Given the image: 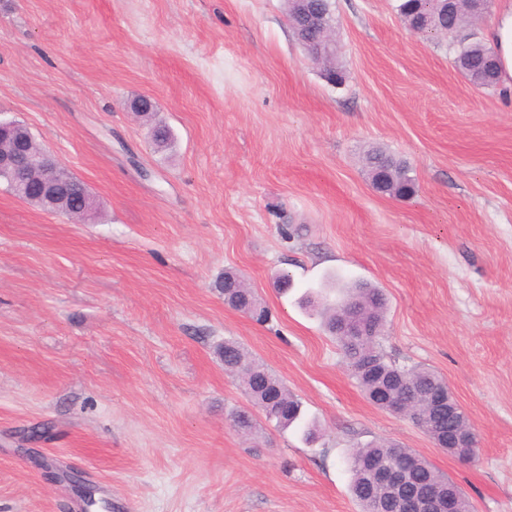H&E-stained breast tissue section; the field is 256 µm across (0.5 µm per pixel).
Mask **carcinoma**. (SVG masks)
<instances>
[{
	"label": "carcinoma",
	"mask_w": 512,
	"mask_h": 512,
	"mask_svg": "<svg viewBox=\"0 0 512 512\" xmlns=\"http://www.w3.org/2000/svg\"><path fill=\"white\" fill-rule=\"evenodd\" d=\"M397 11L402 21L411 23L414 16H424L432 11V0H400ZM472 23L468 4L461 0L456 4L452 20L441 22L435 20L424 30L426 34H439L457 44L454 52V63L460 72L475 86L481 88H496L502 78L503 66H491L490 59L499 57L498 52L475 41L458 38L459 30ZM364 167L370 180L387 173V195L405 198L413 194L415 178L404 161L381 150L370 149L363 155ZM222 291L224 303L232 308L246 304V297H254L255 293L244 283H237L229 278L224 279ZM356 308L370 324L371 335L364 337L363 342L370 349V357L375 365L363 369V352L346 342V337L337 335L341 329V316L347 310ZM385 301L380 289L366 283H356L348 287L345 300L335 305H325L319 312L326 331L337 338L345 349L349 364L358 386L366 398L381 410L391 400L389 381L397 375H405L406 384L401 388V394L412 399L411 421L427 436L438 439L448 433V424H461L458 419L448 420V412L433 417L429 404V393L440 378L426 367L405 368L392 361L381 348L380 338L384 328ZM224 371L231 373L249 401L258 407L265 419L281 428L292 425L302 427L306 441L312 442L318 436L315 424L304 419L302 402L292 394L286 386L264 365L256 362L248 352L233 340L224 341ZM232 426L242 435L250 437L256 429L252 415L246 411L230 413ZM398 460L407 470L409 482L406 494L430 493L448 489L460 496L467 509L473 512V505L461 488L439 472L431 463L411 448L382 441L366 448L352 450L349 462L351 472L350 492L358 503L360 512H374L385 499L386 493L374 487L365 468L368 462H383Z\"/></svg>",
	"instance_id": "obj_1"
}]
</instances>
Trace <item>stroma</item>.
I'll return each mask as SVG.
<instances>
[{
  "instance_id": "obj_1",
  "label": "stroma",
  "mask_w": 512,
  "mask_h": 512,
  "mask_svg": "<svg viewBox=\"0 0 512 512\" xmlns=\"http://www.w3.org/2000/svg\"><path fill=\"white\" fill-rule=\"evenodd\" d=\"M396 5L335 0V86L285 0H0V113L99 204L74 224L0 185V512H82L62 471L95 488L94 512H360L347 457L384 440L474 512H512V79L476 88ZM142 95L172 149L129 111ZM372 147L407 162L412 197L373 190ZM228 271L268 323L225 305ZM354 282L385 295L387 355L447 382L474 462L365 398L316 311ZM227 339L318 441L231 428L248 401Z\"/></svg>"
}]
</instances>
